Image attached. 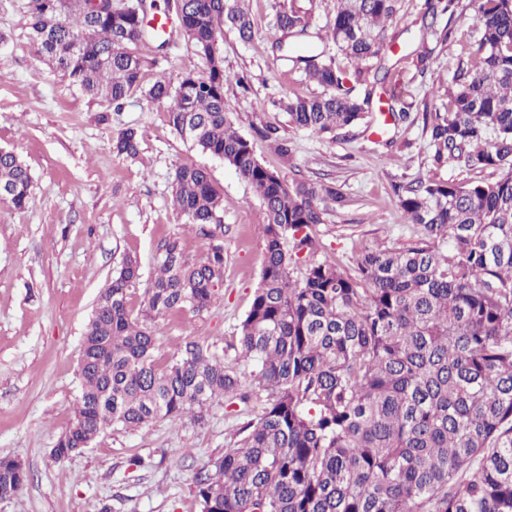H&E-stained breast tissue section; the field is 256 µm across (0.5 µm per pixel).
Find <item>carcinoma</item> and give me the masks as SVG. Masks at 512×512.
<instances>
[{"mask_svg":"<svg viewBox=\"0 0 512 512\" xmlns=\"http://www.w3.org/2000/svg\"><path fill=\"white\" fill-rule=\"evenodd\" d=\"M245 2L177 0L204 71L189 69L176 83L159 78L145 94L167 104L184 142L233 167L265 210V263L236 336L238 358L254 365L251 391L194 341L158 361L152 321L208 308L224 275L222 245L190 263L169 239L140 313L129 305L137 258L124 257L100 293L81 347L75 421L52 456L82 452L112 424L142 427L194 414L218 396L244 402L263 393L257 420L196 474L200 512H512V0H470L480 36L458 56L441 106L423 104L435 167L456 161L499 177L407 186L399 207L418 226L417 243L362 253L354 275L311 261L300 281L299 252L317 250L312 229L344 197L332 184L287 182L226 111L218 37L228 27L252 39ZM316 2L282 0L275 45L322 88L280 102L288 124L319 134L368 117L373 91L360 97L356 86H392L382 50L399 0H336L329 34L351 70L308 42ZM458 8L459 0H427L420 41L402 56L418 75L433 61L429 38L453 35L437 20ZM28 11L38 55L81 92L119 105L142 88L147 60L130 50L144 35L140 0L110 12L90 0H28ZM258 136L290 161L278 127ZM112 148L135 157L137 132H118ZM32 183L18 153L0 150V202L25 208ZM173 184L188 223L215 236L223 208L209 170L183 164ZM27 481L20 460L0 457V498Z\"/></svg>","mask_w":512,"mask_h":512,"instance_id":"obj_1","label":"carcinoma"}]
</instances>
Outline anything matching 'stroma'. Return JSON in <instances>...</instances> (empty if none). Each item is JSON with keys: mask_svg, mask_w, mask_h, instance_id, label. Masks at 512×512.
<instances>
[{"mask_svg": "<svg viewBox=\"0 0 512 512\" xmlns=\"http://www.w3.org/2000/svg\"><path fill=\"white\" fill-rule=\"evenodd\" d=\"M279 0H248L254 36L242 42L224 30V101L241 133L274 125L293 149L281 164L268 142L260 158L286 180L331 183L345 200L332 207L313 235L314 258L355 273L368 248L399 249L420 238L405 221L399 197L418 180L493 181L492 171L452 162L437 168L423 131L422 103L447 89L462 45L475 41L471 13L456 15L453 39L435 50L425 75L399 63L397 92L411 109L377 136L372 124L313 134L289 126L280 106L290 94L312 96L319 86L272 45ZM28 0H0V148L16 151L34 178L28 203L0 204V456L22 460L30 479L21 493L0 500V512H200L196 473L233 447L237 428L257 419L263 396L248 402L217 397L202 418L163 419L136 430L108 427L91 448L59 461L51 450L71 425L83 336L98 296L125 256L140 261L130 290L139 310L165 240L179 239L197 261L210 243L224 247V281L209 307L175 311L156 322L160 353L195 340L235 362V329L250 308L264 263L259 226L264 209L252 188L222 160L190 148L167 122L166 108L144 90L156 78L178 81L198 60L185 38L165 48L148 38L135 45L151 60L142 88L121 109L82 94L37 57L30 43ZM132 128L136 158L116 154L112 138ZM206 167L223 200V232L204 235L172 202L176 166ZM143 467H130L131 456Z\"/></svg>", "mask_w": 512, "mask_h": 512, "instance_id": "obj_1", "label": "stroma"}]
</instances>
